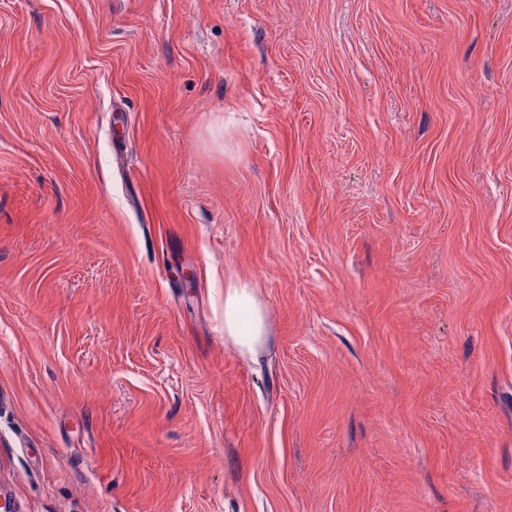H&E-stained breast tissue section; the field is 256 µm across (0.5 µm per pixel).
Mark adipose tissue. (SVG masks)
Here are the masks:
<instances>
[{
    "label": "adipose tissue",
    "mask_w": 512,
    "mask_h": 512,
    "mask_svg": "<svg viewBox=\"0 0 512 512\" xmlns=\"http://www.w3.org/2000/svg\"><path fill=\"white\" fill-rule=\"evenodd\" d=\"M266 334L265 311L249 281L229 279L224 288V335L242 353L255 355Z\"/></svg>",
    "instance_id": "obj_1"
}]
</instances>
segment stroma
Here are the masks:
<instances>
[{
  "label": "stroma",
  "mask_w": 512,
  "mask_h": 512,
  "mask_svg": "<svg viewBox=\"0 0 512 512\" xmlns=\"http://www.w3.org/2000/svg\"><path fill=\"white\" fill-rule=\"evenodd\" d=\"M0 500L512 512V0H0ZM248 317V328H242V314ZM266 334L265 311L257 301L249 281L230 278L224 286V336L238 345L244 354L254 356Z\"/></svg>",
  "instance_id": "1"
}]
</instances>
